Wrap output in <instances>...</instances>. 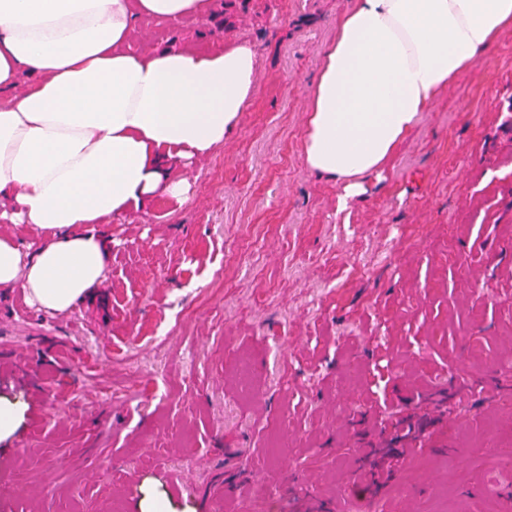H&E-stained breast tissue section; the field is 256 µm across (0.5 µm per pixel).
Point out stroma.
I'll return each instance as SVG.
<instances>
[{"instance_id":"1","label":"stroma","mask_w":512,"mask_h":512,"mask_svg":"<svg viewBox=\"0 0 512 512\" xmlns=\"http://www.w3.org/2000/svg\"><path fill=\"white\" fill-rule=\"evenodd\" d=\"M352 0H216L138 46L255 45L182 205L65 314L0 292V512H512V31L347 209L302 138Z\"/></svg>"}]
</instances>
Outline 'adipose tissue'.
<instances>
[{
    "mask_svg": "<svg viewBox=\"0 0 512 512\" xmlns=\"http://www.w3.org/2000/svg\"><path fill=\"white\" fill-rule=\"evenodd\" d=\"M214 0H0V290L65 313L101 288L108 227L182 203L184 168L223 147L256 90L253 44L132 48L134 24L208 18ZM512 30V0H355L305 118L306 167L338 205L392 161L421 112Z\"/></svg>",
    "mask_w": 512,
    "mask_h": 512,
    "instance_id": "ef3b65f1",
    "label": "adipose tissue"
}]
</instances>
